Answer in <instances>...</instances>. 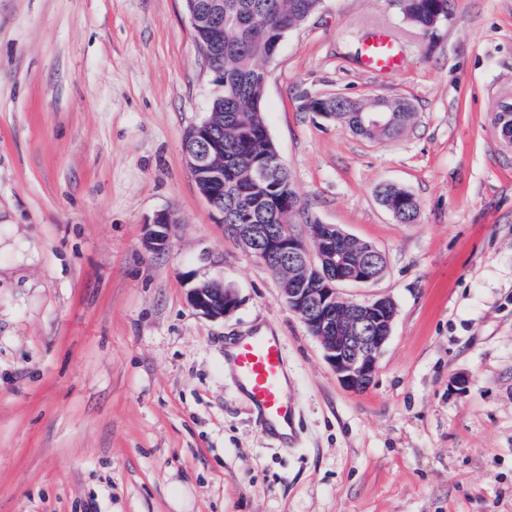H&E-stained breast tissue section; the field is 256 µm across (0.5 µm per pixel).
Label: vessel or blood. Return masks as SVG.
<instances>
[{
    "label": "vessel or blood",
    "instance_id": "vessel-or-blood-1",
    "mask_svg": "<svg viewBox=\"0 0 512 512\" xmlns=\"http://www.w3.org/2000/svg\"><path fill=\"white\" fill-rule=\"evenodd\" d=\"M361 62L374 73L397 70L401 54L395 37L385 29H374L363 41ZM224 362L248 395L265 431L273 434L278 428L292 427L294 412L279 336L255 332L243 337L225 350Z\"/></svg>",
    "mask_w": 512,
    "mask_h": 512
}]
</instances>
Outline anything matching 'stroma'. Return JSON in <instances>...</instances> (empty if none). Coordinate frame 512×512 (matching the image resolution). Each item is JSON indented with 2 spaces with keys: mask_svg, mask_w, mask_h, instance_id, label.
I'll return each mask as SVG.
<instances>
[{
  "mask_svg": "<svg viewBox=\"0 0 512 512\" xmlns=\"http://www.w3.org/2000/svg\"><path fill=\"white\" fill-rule=\"evenodd\" d=\"M389 29L399 70L357 60ZM269 135L311 222L371 243L386 271L343 283L396 314L371 385L345 388L278 277L225 235L186 166L216 95L184 0H0V512H512V0H454L424 35L392 0H322L267 63ZM405 98L372 142L305 95ZM410 191L414 223L377 200ZM174 234L144 245L154 214ZM217 280L211 320L187 301ZM274 329L290 445L224 367ZM148 224L152 228L146 236L145 247L152 251L160 249L170 239L178 222L172 211L164 210L156 213ZM220 281H207L196 284L190 289L188 301L201 315L210 319H224L235 311L237 298L233 291Z\"/></svg>",
  "mask_w": 512,
  "mask_h": 512,
  "instance_id": "stroma-1",
  "label": "stroma"
}]
</instances>
